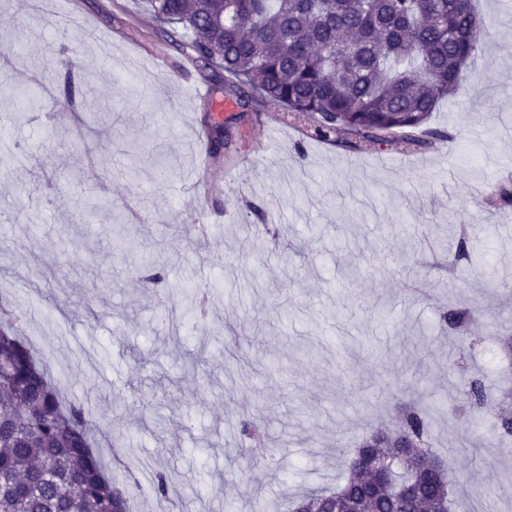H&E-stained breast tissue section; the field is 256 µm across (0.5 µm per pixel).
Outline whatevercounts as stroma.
<instances>
[{
    "instance_id": "1",
    "label": "stroma",
    "mask_w": 512,
    "mask_h": 512,
    "mask_svg": "<svg viewBox=\"0 0 512 512\" xmlns=\"http://www.w3.org/2000/svg\"><path fill=\"white\" fill-rule=\"evenodd\" d=\"M488 23L477 61L428 128L452 131L458 150L411 167L398 144L367 153L277 143L256 160L248 198L224 191L220 235L199 236L182 193L193 176L190 128L210 104L145 73L129 80L109 45L165 44L142 0H0V46H20L0 85L24 87L43 71L58 101L76 90L72 122L61 106H0V284L28 311L22 325L50 377L90 405L96 451L126 492V467L173 474L193 512L242 506L260 491L274 512L299 495L336 487L341 451L379 422L395 399L459 403L448 356L496 379L508 363L498 330H512V206L478 198L512 189V13L476 0ZM72 21L81 40L52 20ZM79 68L62 65L65 56ZM258 113L225 120L230 158L252 156ZM272 224L277 240L250 224ZM466 225L488 256L442 277L433 267ZM149 259L166 281L146 290ZM207 283L217 310L193 315L188 285ZM288 302L287 318L275 310ZM477 304L467 333L442 326L437 305ZM249 341L261 373L230 390L228 328ZM196 362L200 385L184 382ZM248 404L280 453L277 468L240 453L239 407ZM434 447L454 449V512L480 486L493 512H512V465L492 439L488 412L475 453L456 450L467 416L431 415Z\"/></svg>"
}]
</instances>
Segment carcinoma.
Here are the masks:
<instances>
[{
  "label": "carcinoma",
  "instance_id": "1",
  "mask_svg": "<svg viewBox=\"0 0 512 512\" xmlns=\"http://www.w3.org/2000/svg\"><path fill=\"white\" fill-rule=\"evenodd\" d=\"M159 28L180 24L188 38L169 34L182 54L224 72V94L247 105L273 102L301 114L333 144L356 152L392 135L415 151L450 142V132L425 127L440 99L452 94L473 65L486 29L472 0H150ZM472 262V244L461 236L454 264ZM145 286L164 276L146 261ZM210 289H195V316L207 315ZM472 307L439 311L442 322L461 327ZM20 319L0 317V512H130L118 482L105 475L91 448L88 410L65 402L18 335ZM472 424L494 401L512 400L503 385L491 398L479 379H463ZM395 427L382 426L345 456L347 476L337 490L300 498L293 512H449L455 484L451 464L430 445L428 409L396 405ZM413 479L414 496L395 500V488L379 478ZM172 475L159 472L152 494L170 502Z\"/></svg>",
  "mask_w": 512,
  "mask_h": 512
}]
</instances>
